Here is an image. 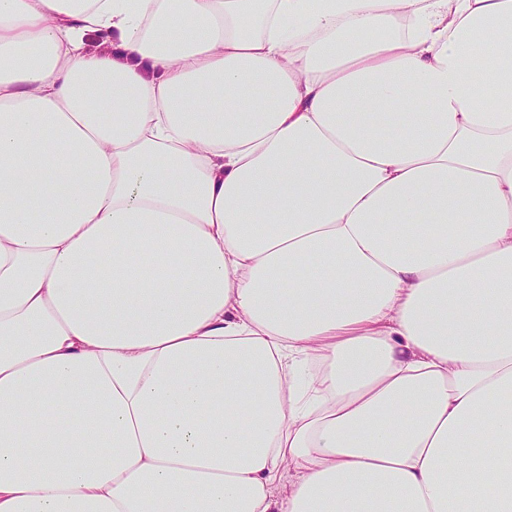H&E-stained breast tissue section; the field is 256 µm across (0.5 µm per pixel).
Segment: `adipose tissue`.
Returning a JSON list of instances; mask_svg holds the SVG:
<instances>
[{
	"label": "adipose tissue",
	"instance_id": "adipose-tissue-1",
	"mask_svg": "<svg viewBox=\"0 0 512 512\" xmlns=\"http://www.w3.org/2000/svg\"><path fill=\"white\" fill-rule=\"evenodd\" d=\"M0 512H512V0H0Z\"/></svg>",
	"mask_w": 512,
	"mask_h": 512
}]
</instances>
